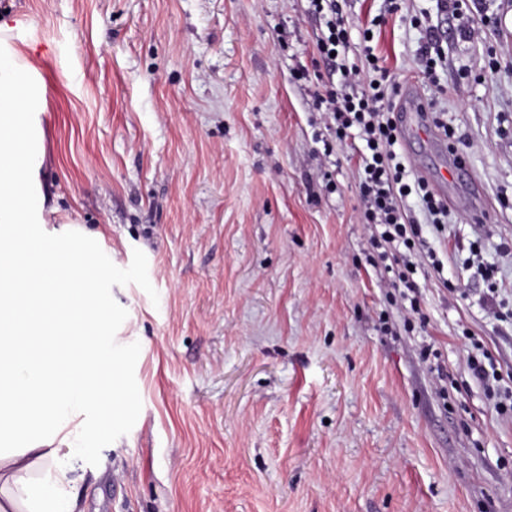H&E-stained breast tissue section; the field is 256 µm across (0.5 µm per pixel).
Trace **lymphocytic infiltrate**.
<instances>
[{"label": "lymphocytic infiltrate", "instance_id": "lymphocytic-infiltrate-1", "mask_svg": "<svg viewBox=\"0 0 512 512\" xmlns=\"http://www.w3.org/2000/svg\"><path fill=\"white\" fill-rule=\"evenodd\" d=\"M314 13L325 14V29L318 36L315 48L330 70L340 72L339 83L318 82L310 92L313 106L324 115L325 132L320 140L325 155L335 153L350 129H358L366 152L360 166L362 218L372 229L371 246L380 259L391 260L394 289L410 291L412 312H419L420 303L412 290V269L418 262L416 246L423 240L421 225L415 224L404 205L412 190H420L422 202L432 218L435 232L446 229L448 206L437 199L426 183L411 187L404 180L405 169L397 159L394 146L398 127L394 113L386 108L392 89L384 83L388 69L379 61L360 68L347 64L348 31L336 0H310ZM492 359L483 346L467 354V365L474 381L483 385L486 396L501 413H512V387L501 386V376L492 371Z\"/></svg>", "mask_w": 512, "mask_h": 512}]
</instances>
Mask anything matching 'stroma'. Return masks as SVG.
Here are the masks:
<instances>
[{"instance_id":"obj_1","label":"stroma","mask_w":512,"mask_h":512,"mask_svg":"<svg viewBox=\"0 0 512 512\" xmlns=\"http://www.w3.org/2000/svg\"><path fill=\"white\" fill-rule=\"evenodd\" d=\"M465 2L481 40L442 0L337 2L349 61L376 30L434 102L430 136L395 146L448 205L440 238L406 200L442 262L414 276L412 329L356 158L316 141L308 85L329 72L308 0H0L43 81L53 225L102 234L128 323L113 376L138 404L69 458L80 512H512V416L466 365L476 341L512 377V0ZM437 24L446 60L426 77Z\"/></svg>"}]
</instances>
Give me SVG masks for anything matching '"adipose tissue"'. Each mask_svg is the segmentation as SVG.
<instances>
[{"instance_id": "obj_1", "label": "adipose tissue", "mask_w": 512, "mask_h": 512, "mask_svg": "<svg viewBox=\"0 0 512 512\" xmlns=\"http://www.w3.org/2000/svg\"><path fill=\"white\" fill-rule=\"evenodd\" d=\"M37 67L0 22V512H75L66 459L95 452L121 412L112 279L93 233L50 230Z\"/></svg>"}]
</instances>
